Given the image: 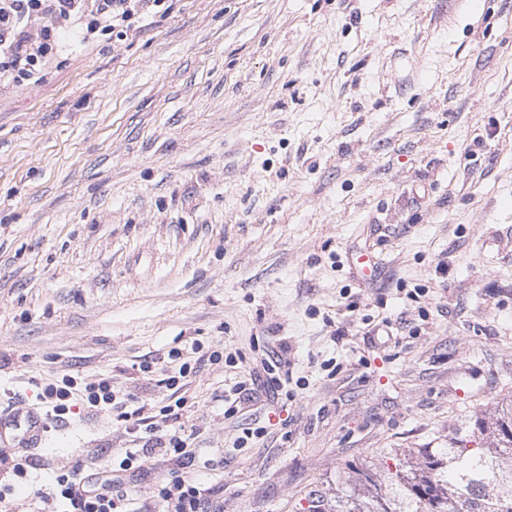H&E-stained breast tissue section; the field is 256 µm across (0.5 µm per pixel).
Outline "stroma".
<instances>
[{"label":"stroma","instance_id":"35a3bbf8","mask_svg":"<svg viewBox=\"0 0 512 512\" xmlns=\"http://www.w3.org/2000/svg\"><path fill=\"white\" fill-rule=\"evenodd\" d=\"M167 5L0 87V402L43 415L65 372L157 401L170 349L223 342L187 396L224 512L332 505L350 463L469 437L512 393V0ZM281 353L283 421L236 447ZM132 445L98 413L8 449L10 512ZM173 467L127 473L131 512Z\"/></svg>","mask_w":512,"mask_h":512}]
</instances>
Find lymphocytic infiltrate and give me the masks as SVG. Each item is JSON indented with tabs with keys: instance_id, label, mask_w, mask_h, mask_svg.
Listing matches in <instances>:
<instances>
[{
	"instance_id": "lymphocytic-infiltrate-1",
	"label": "lymphocytic infiltrate",
	"mask_w": 512,
	"mask_h": 512,
	"mask_svg": "<svg viewBox=\"0 0 512 512\" xmlns=\"http://www.w3.org/2000/svg\"><path fill=\"white\" fill-rule=\"evenodd\" d=\"M166 0H0V86H23L40 81L42 72L66 48V36L84 44L119 38L136 19L155 13ZM40 28H33L34 20ZM198 366L183 363L177 372L165 375L160 384L168 393L163 406L134 405L129 393L114 390L111 378L94 381L64 374L41 385L38 399L48 408L47 420L67 423L73 399H80L88 412L111 413L132 437H145L139 448H128L119 463H106L95 472L83 462L60 469L53 480V498L62 512H128L126 495L117 494L125 472L142 463L146 455L159 454L175 462L193 459L200 432L187 420L192 404L186 395ZM177 420L173 429L160 428L155 415ZM212 494L188 473L176 470L158 481L156 502L162 512H206Z\"/></svg>"
}]
</instances>
